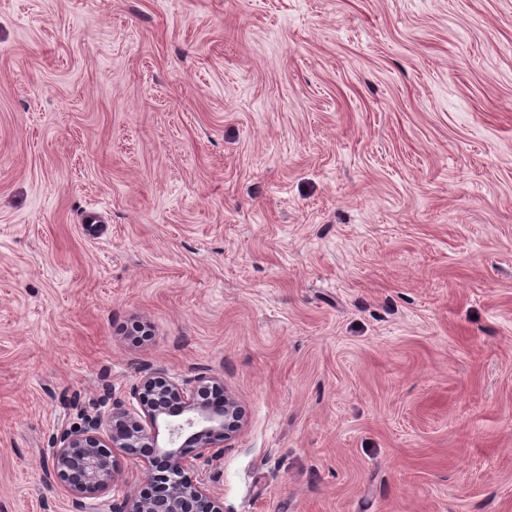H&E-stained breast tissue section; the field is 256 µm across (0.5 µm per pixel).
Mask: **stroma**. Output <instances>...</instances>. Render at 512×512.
<instances>
[{
  "mask_svg": "<svg viewBox=\"0 0 512 512\" xmlns=\"http://www.w3.org/2000/svg\"><path fill=\"white\" fill-rule=\"evenodd\" d=\"M151 372L224 512H512V0H0V512Z\"/></svg>",
  "mask_w": 512,
  "mask_h": 512,
  "instance_id": "stroma-1",
  "label": "stroma"
}]
</instances>
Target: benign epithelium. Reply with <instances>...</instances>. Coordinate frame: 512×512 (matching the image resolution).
Wrapping results in <instances>:
<instances>
[{
    "mask_svg": "<svg viewBox=\"0 0 512 512\" xmlns=\"http://www.w3.org/2000/svg\"><path fill=\"white\" fill-rule=\"evenodd\" d=\"M217 384L214 376L200 375L187 387L155 373L143 376L132 391L141 413L134 417L114 407L108 412L80 413V422L53 441L48 484H59L71 496L75 510L84 500L110 491L115 480L114 450L132 456L149 453L145 485L160 490L130 493L112 503V512H224V501L200 476V463L231 442L246 424L236 396L224 392V407L199 401L202 391ZM166 423L168 441H159L160 423Z\"/></svg>",
    "mask_w": 512,
    "mask_h": 512,
    "instance_id": "7a95c632",
    "label": "benign epithelium"
}]
</instances>
